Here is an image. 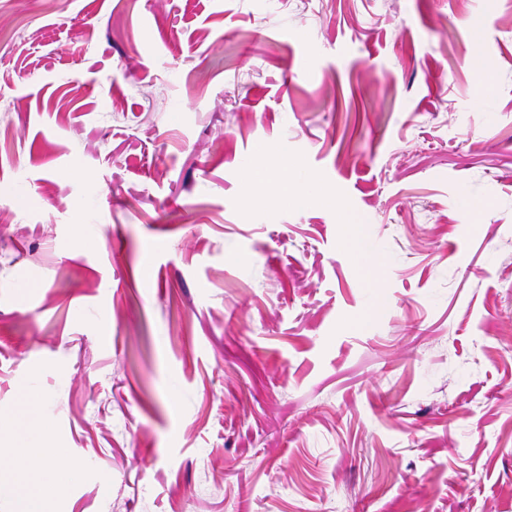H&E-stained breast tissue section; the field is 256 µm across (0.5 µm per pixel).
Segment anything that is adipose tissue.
Returning a JSON list of instances; mask_svg holds the SVG:
<instances>
[{
  "instance_id": "ef3b65f1",
  "label": "adipose tissue",
  "mask_w": 512,
  "mask_h": 512,
  "mask_svg": "<svg viewBox=\"0 0 512 512\" xmlns=\"http://www.w3.org/2000/svg\"><path fill=\"white\" fill-rule=\"evenodd\" d=\"M41 400L37 389H27L22 394L21 411L0 416V426H12L15 444L24 450L23 455L0 460V483L12 488L19 503L18 512H48L39 494V484H52L60 493L67 488L56 469V449L50 448L44 435L28 425Z\"/></svg>"
}]
</instances>
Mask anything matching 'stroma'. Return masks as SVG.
Instances as JSON below:
<instances>
[{"label":"stroma","instance_id":"stroma-1","mask_svg":"<svg viewBox=\"0 0 512 512\" xmlns=\"http://www.w3.org/2000/svg\"><path fill=\"white\" fill-rule=\"evenodd\" d=\"M32 384L51 512H512V0H0Z\"/></svg>","mask_w":512,"mask_h":512}]
</instances>
